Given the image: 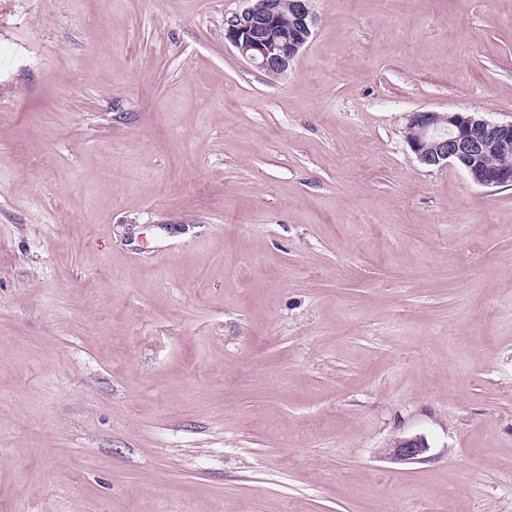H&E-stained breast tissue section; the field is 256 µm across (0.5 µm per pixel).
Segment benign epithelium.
<instances>
[{"label": "benign epithelium", "instance_id": "1", "mask_svg": "<svg viewBox=\"0 0 512 512\" xmlns=\"http://www.w3.org/2000/svg\"><path fill=\"white\" fill-rule=\"evenodd\" d=\"M288 25V39L271 42L266 32ZM315 24L312 0H291L283 11L280 0H251V5L224 14V39L239 55L266 74L283 75L308 42ZM405 141L424 165L461 168L473 183L512 187V166L492 167L487 158L512 146V122H493L476 112L417 111L408 115ZM426 445L419 439L394 443L391 455L414 460Z\"/></svg>", "mask_w": 512, "mask_h": 512}]
</instances>
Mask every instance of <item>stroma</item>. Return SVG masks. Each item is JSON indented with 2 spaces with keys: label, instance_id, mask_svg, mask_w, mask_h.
<instances>
[{
  "label": "stroma",
  "instance_id": "1",
  "mask_svg": "<svg viewBox=\"0 0 512 512\" xmlns=\"http://www.w3.org/2000/svg\"><path fill=\"white\" fill-rule=\"evenodd\" d=\"M0 0V512H512V0ZM423 438L419 461L390 447ZM250 6L224 15V39L239 55L266 74L283 75L308 42L315 24L312 0H242ZM288 12V16L284 11ZM288 25V39L271 42L266 32ZM405 141L426 166L455 165L477 185L512 187V166H490L512 165V122H493L478 112L417 111L408 115Z\"/></svg>",
  "mask_w": 512,
  "mask_h": 512
}]
</instances>
